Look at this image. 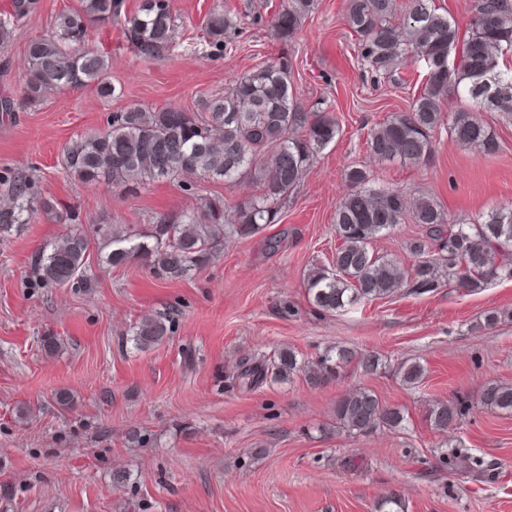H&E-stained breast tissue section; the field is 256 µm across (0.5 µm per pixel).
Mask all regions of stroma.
<instances>
[{"label": "stroma", "instance_id": "stroma-1", "mask_svg": "<svg viewBox=\"0 0 512 512\" xmlns=\"http://www.w3.org/2000/svg\"><path fill=\"white\" fill-rule=\"evenodd\" d=\"M282 2L172 0L180 36L161 62L137 59L119 27L91 31L109 60L114 96L90 86L54 91L0 114V171L36 178L55 203L0 245V512H378L388 496L396 512H512V413L478 404L485 383L512 384V321L481 325L488 310L512 312V279L422 295L405 286L333 315L314 312L305 294L309 271L330 266L338 245L334 215L349 191V166L364 165L372 188L427 196L451 218L471 222L512 205V119L477 110L500 143L493 155L441 130L423 163L375 160L367 134L408 111L423 87V62L408 59L401 83H374L344 23L349 0H315L285 41L271 27ZM76 4L40 0L14 25L0 46V98L18 97L28 43ZM228 6L236 17L230 50L201 31L210 11ZM283 53L300 107L332 114L340 134L281 205L278 222L225 239L206 266L180 281L155 278L136 261L107 265L96 226L140 229L217 197L230 215L256 187L194 178L89 187L62 172L64 149L133 105L196 111L202 95ZM73 212L93 235V277L80 287L36 286L35 258L72 230ZM423 234L408 220L371 247L408 266V245ZM159 312L172 318V337L136 349L133 325ZM48 334L60 341L53 355L40 344ZM337 345L376 351L384 366L368 377L342 372L317 389L298 376L249 390L238 383L244 359L289 348L311 361ZM405 361L424 366L418 386L403 382ZM358 387L401 410L402 426L332 430L337 399ZM60 390L73 396L71 406L56 402ZM455 398L468 401L470 416L433 429L429 403ZM133 430L149 444L132 443ZM116 469L129 474L117 489Z\"/></svg>", "mask_w": 512, "mask_h": 512}]
</instances>
